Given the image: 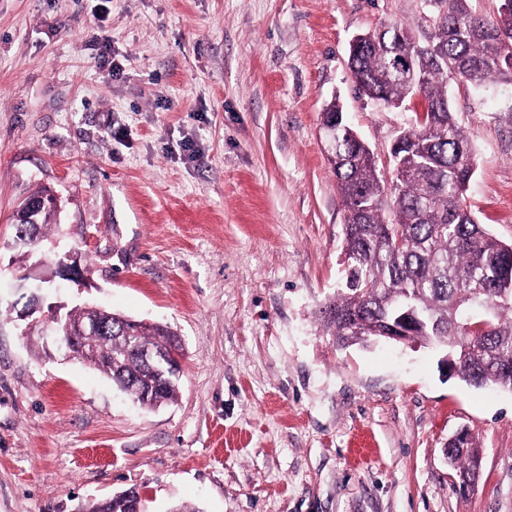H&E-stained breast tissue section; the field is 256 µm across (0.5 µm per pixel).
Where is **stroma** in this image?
Masks as SVG:
<instances>
[{"label":"stroma","mask_w":512,"mask_h":512,"mask_svg":"<svg viewBox=\"0 0 512 512\" xmlns=\"http://www.w3.org/2000/svg\"><path fill=\"white\" fill-rule=\"evenodd\" d=\"M423 0H0V512H78L129 488L148 512H512V390L447 377V347L346 348L321 321L344 206L321 113L387 154L407 110L357 97L349 44L416 27ZM112 38L103 51L96 36ZM477 167L466 202L512 244V84L449 85ZM61 199L20 258L12 213ZM72 251L84 287H59ZM43 301L169 325L173 404L142 409L29 329ZM478 446L460 492L444 446Z\"/></svg>","instance_id":"1"}]
</instances>
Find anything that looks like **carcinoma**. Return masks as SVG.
I'll return each instance as SVG.
<instances>
[{
    "label": "carcinoma",
    "instance_id": "cac0c4a2",
    "mask_svg": "<svg viewBox=\"0 0 512 512\" xmlns=\"http://www.w3.org/2000/svg\"><path fill=\"white\" fill-rule=\"evenodd\" d=\"M470 2L437 0L415 30L383 22L348 58L355 89L364 97L392 108L410 101L412 92L395 73L407 65L427 102L425 122L413 119L391 145L392 185L352 136L342 107L334 101L322 112V123L336 127L340 161L332 172L345 208L347 259L340 292L322 318L339 344H367L410 304L424 318L411 335L462 355L466 382L512 390V245L491 236L468 209L465 194L476 159L448 98L452 82L478 89L511 81L512 74L497 63L500 27L473 11ZM57 212L54 206L44 209L33 228L35 243ZM481 300L493 314L487 331L474 332L466 313ZM71 319L108 324V333L85 337L86 362L120 391L146 408L176 400L179 377L132 350L167 353L176 346L169 327L94 307L73 309ZM125 327L133 336L130 345ZM461 447L450 462L458 465L460 476L469 477L478 462L476 441L469 436ZM134 508V499L114 494L84 504L81 512Z\"/></svg>",
    "mask_w": 512,
    "mask_h": 512
}]
</instances>
